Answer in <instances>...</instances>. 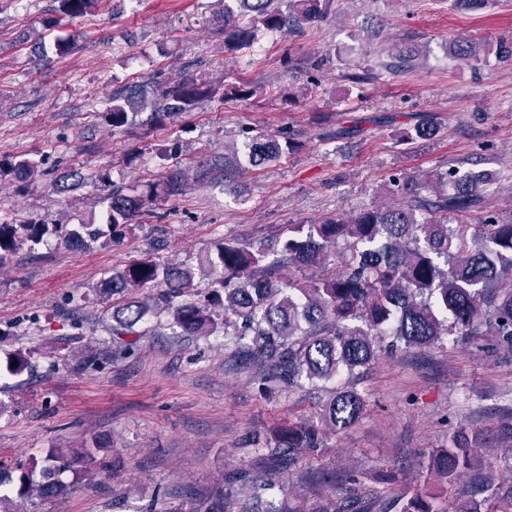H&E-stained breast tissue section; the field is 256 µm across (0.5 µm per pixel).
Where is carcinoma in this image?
Masks as SVG:
<instances>
[{"label": "carcinoma", "mask_w": 512, "mask_h": 512, "mask_svg": "<svg viewBox=\"0 0 512 512\" xmlns=\"http://www.w3.org/2000/svg\"><path fill=\"white\" fill-rule=\"evenodd\" d=\"M58 17L47 21L52 30L63 18L75 19L93 11L98 0H55ZM330 0H224V52L249 51L260 30L268 33L301 31L323 21ZM76 47L75 36H58L53 53L63 58ZM418 52L410 45L391 47L388 68L406 72ZM217 96L220 87L192 76L175 83L129 84L112 90V104L99 113L114 131L125 129L130 117L149 110L147 123L158 126L175 112H191ZM244 157L235 143L224 144V172L246 163L267 165L299 148L294 133L246 136ZM47 175L28 158L0 162V179L34 183ZM90 180L105 191V225L48 224L32 219L0 218V266L22 250L51 237L79 249L102 237L120 238L131 222L153 204L182 192L187 174L174 166L126 194L102 172L67 174ZM496 181L487 170L448 169L425 178L394 175L388 192L394 203L327 217L315 224H288L267 244L221 240L205 257L209 279L195 284V270L182 263L145 254L100 283L103 300H128L112 306V336L129 350L136 344L126 336L158 312L172 315L185 336L224 333V347L261 370L262 380L280 387L305 380L325 387L329 398L314 419L288 420L265 437L251 441L255 457L233 472L227 490L197 493L190 512H435L434 493L410 497L356 498L336 496L334 479L324 474L304 495L270 496L275 479L292 471L300 458L325 447L326 432L345 431L364 414L367 401L352 386H343L359 369L375 364L382 344L392 349H426L450 336L496 337L512 349V213L504 216L483 206L485 193ZM484 212L479 224L468 215ZM342 243L334 268L318 276L285 279V268L303 269L323 263L329 246ZM149 289L153 294L139 297ZM4 367L11 374L29 368V351L9 354ZM466 435L453 434L445 448L435 449L428 472L441 490L455 485L468 471L482 469ZM95 462L90 448H51L41 460L40 479L33 473L0 464V487H16V498L0 495V512H20L17 501L35 494L55 499L67 486L59 474L86 476ZM441 512H512V477L500 483L477 485L467 497L445 496Z\"/></svg>", "instance_id": "cac0c4a2"}]
</instances>
